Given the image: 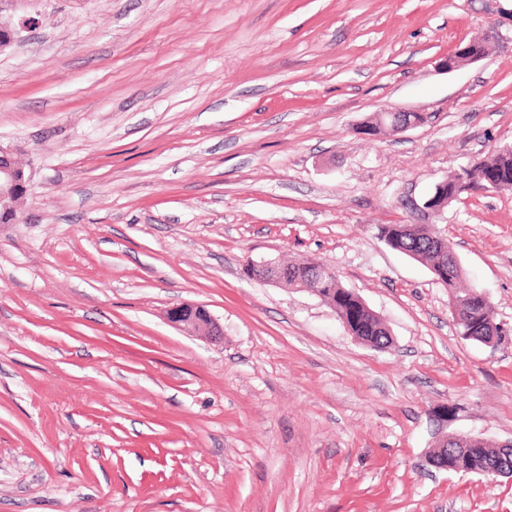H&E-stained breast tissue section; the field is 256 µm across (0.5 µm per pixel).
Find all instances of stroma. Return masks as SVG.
Masks as SVG:
<instances>
[{
	"label": "stroma",
	"mask_w": 512,
	"mask_h": 512,
	"mask_svg": "<svg viewBox=\"0 0 512 512\" xmlns=\"http://www.w3.org/2000/svg\"><path fill=\"white\" fill-rule=\"evenodd\" d=\"M1 24L31 187L0 223V512H512V479L428 461L441 433L512 440V192L407 206L512 145V0H15ZM390 109L426 120L360 134ZM431 219L496 346L378 234ZM267 259L328 264L392 345L246 275ZM183 303L223 339L171 325ZM478 42L487 45L486 39L472 40L463 45L459 44L451 54H448L447 59L444 60V68L448 71H454L464 65L483 59L486 55L477 49L476 45Z\"/></svg>",
	"instance_id": "1"
}]
</instances>
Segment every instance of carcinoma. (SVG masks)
I'll use <instances>...</instances> for the list:
<instances>
[{"mask_svg": "<svg viewBox=\"0 0 512 512\" xmlns=\"http://www.w3.org/2000/svg\"><path fill=\"white\" fill-rule=\"evenodd\" d=\"M478 164L483 168L485 179L474 180L462 187V190L489 191L491 186L488 180L511 176L512 152L496 150L478 161ZM378 231L391 249L410 257L431 271L445 269L448 273L446 284L450 298L456 301L458 307V330L483 344L491 340L494 311L487 301L476 296L474 288L459 287L463 269L456 263L453 251L433 240L422 224H386L379 227ZM324 267L326 264L313 259L282 264L287 287L318 291L330 289L327 298L332 302L337 318L341 321L349 320L353 334L361 342L379 350L388 348L392 343L388 328L360 295L344 287L335 275L321 281L314 279L315 270Z\"/></svg>", "mask_w": 512, "mask_h": 512, "instance_id": "1", "label": "carcinoma"}]
</instances>
